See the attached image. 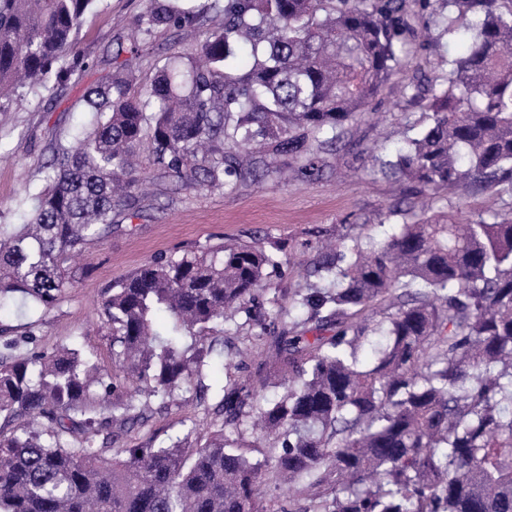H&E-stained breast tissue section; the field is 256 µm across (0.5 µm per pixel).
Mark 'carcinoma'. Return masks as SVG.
Returning a JSON list of instances; mask_svg holds the SVG:
<instances>
[{"label":"carcinoma","mask_w":512,"mask_h":512,"mask_svg":"<svg viewBox=\"0 0 512 512\" xmlns=\"http://www.w3.org/2000/svg\"><path fill=\"white\" fill-rule=\"evenodd\" d=\"M98 0H0V112L67 82ZM408 0H149L136 61L158 28L219 9L189 55L152 80L134 65L91 90V130L57 143L27 224H0V302L49 309L74 287L70 262L131 208L138 157L185 189H225L271 142L319 172L393 71L408 62ZM439 0L469 18L447 87L415 78L400 96L431 124L383 162L425 197L423 217L385 239L336 237L292 307L267 311L294 250L277 240L156 257L104 289L100 318L119 348L112 373L66 346L0 357V512H512V220L433 210L448 186L512 192V11ZM251 61L235 65L241 48ZM238 316L259 333L231 352L199 448H119L99 437L139 405L204 384L184 338ZM372 350L369 367L360 351ZM281 388L271 400L261 395ZM284 495L264 503L263 488Z\"/></svg>","instance_id":"carcinoma-1"}]
</instances>
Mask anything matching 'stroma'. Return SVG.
Listing matches in <instances>:
<instances>
[{
  "instance_id": "1",
  "label": "stroma",
  "mask_w": 512,
  "mask_h": 512,
  "mask_svg": "<svg viewBox=\"0 0 512 512\" xmlns=\"http://www.w3.org/2000/svg\"><path fill=\"white\" fill-rule=\"evenodd\" d=\"M146 6L147 0H100L76 45L85 68L66 84L24 94L11 111L0 114V224H20L29 217L31 209L21 206V198L29 185L41 182L43 165L56 141L70 140L87 124L88 92L132 58L135 22ZM218 20L211 12L201 26L155 31L147 50L136 59L139 81L152 79L166 57L193 52L203 29ZM408 22L409 64L394 71L367 111L348 123L345 137L323 154L319 176L284 180L271 174H244L225 190H193L159 172L151 156L142 154V173L150 179L148 195L140 197L132 211L115 214L105 239L85 247L76 267L75 287L47 310L18 300L0 307V326L17 336L29 332L36 336L34 344L14 349L13 357L35 350L49 353L66 345L93 351L98 367L111 370L112 338L99 319L102 291L157 254L273 239L294 245L304 262L312 263L320 257L319 230L360 224L365 233L381 239L403 223V211L413 197L405 181L382 174L378 163L392 159L408 139L416 137L430 114L401 99L399 89L416 76L445 84L446 62L458 53L456 40L440 36L434 16L414 2L408 7ZM397 204L402 207L398 215L392 212ZM227 352L217 341L206 358L210 392L185 390L165 408L152 403L131 428L113 429L102 455L109 458L118 448L156 447L182 438L191 446L205 443L223 424L222 417L212 412L213 389L224 381Z\"/></svg>"
}]
</instances>
